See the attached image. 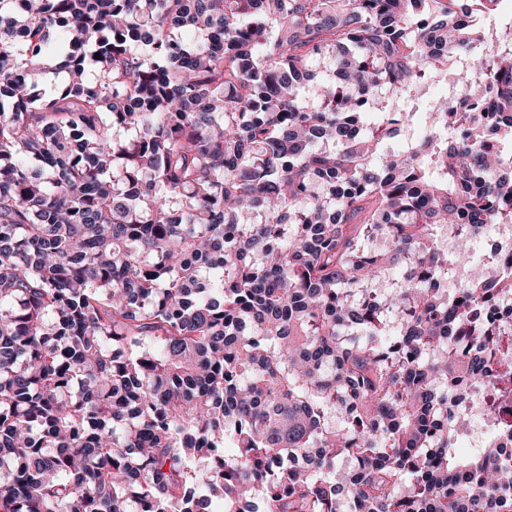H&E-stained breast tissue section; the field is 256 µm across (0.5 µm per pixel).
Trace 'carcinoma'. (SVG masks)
<instances>
[{
    "label": "carcinoma",
    "mask_w": 512,
    "mask_h": 512,
    "mask_svg": "<svg viewBox=\"0 0 512 512\" xmlns=\"http://www.w3.org/2000/svg\"><path fill=\"white\" fill-rule=\"evenodd\" d=\"M496 3L0 0V512H512Z\"/></svg>",
    "instance_id": "cac0c4a2"
}]
</instances>
